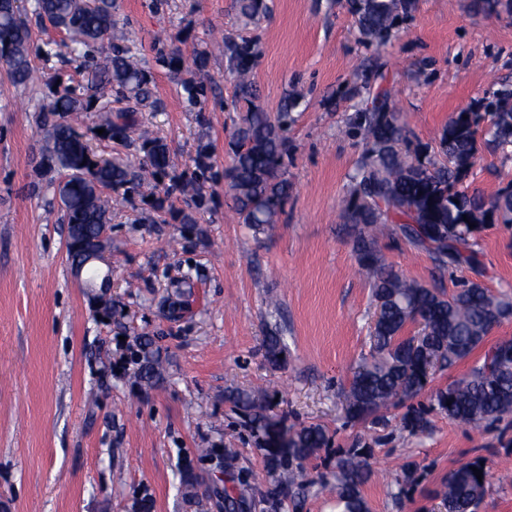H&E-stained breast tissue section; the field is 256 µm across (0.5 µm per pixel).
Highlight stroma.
Segmentation results:
<instances>
[{
  "mask_svg": "<svg viewBox=\"0 0 512 512\" xmlns=\"http://www.w3.org/2000/svg\"><path fill=\"white\" fill-rule=\"evenodd\" d=\"M269 13L242 29L235 0H116L111 41L137 46L163 106L139 113V130L163 139L178 174L193 176L199 140L221 170L238 114L235 78L224 57L208 76L217 87L205 111H191L180 79L156 66L161 42L191 55L215 37L246 32L257 44V104L276 113L286 93L301 102L288 129V200L277 224L254 233L239 223L223 181L204 180L208 198L195 221H148L140 192L112 197L108 243L111 316L92 309L66 252L67 226L47 179L37 173L42 140L35 109L57 60L35 58L25 85L0 65V512H224V473L203 448H234L252 489L270 477L228 387L268 389L285 426L327 428L331 447L307 465L333 476L339 452H372L362 487L369 512H445L433 492L448 471L483 459L488 491L479 512H512V417L494 427L459 424L433 409L437 389L469 362L434 374L411 406L428 430L406 428L405 408L388 427L350 422L343 407L367 352L374 301L342 215L349 176L362 151L345 133L355 104L346 89L377 60L408 122V136L436 156L449 116L478 102L496 82H512V15L477 11L474 0H418L381 49L358 41L345 0H267ZM463 187L490 199L512 185V152L482 148ZM480 263L439 271L402 239L384 242L386 264L408 279L453 292L459 281L512 295V226L492 221L475 234ZM191 277L187 311L168 319L164 302ZM284 327L285 360L271 367L266 327ZM150 337L166 360L162 382L134 376L129 355ZM417 465L402 502L391 496L404 456ZM200 478L194 490L185 467Z\"/></svg>",
  "mask_w": 512,
  "mask_h": 512,
  "instance_id": "35a3bbf8",
  "label": "stroma"
}]
</instances>
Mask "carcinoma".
Masks as SVG:
<instances>
[{"label":"carcinoma","instance_id":"1","mask_svg":"<svg viewBox=\"0 0 512 512\" xmlns=\"http://www.w3.org/2000/svg\"><path fill=\"white\" fill-rule=\"evenodd\" d=\"M417 0H347L358 29L359 43L377 49L398 34L401 16L416 8ZM0 0V63L12 81L26 84L33 71L31 19L49 23L64 34L62 45L83 81L60 69L48 81L49 93L38 104L37 124L44 135L38 174L51 176L60 202L62 220L71 226L111 223L109 192L131 193L141 177L132 167L93 152L86 135L69 121L77 112L98 114L101 138L125 143L138 125L142 108L160 111L153 77L140 65L137 48L112 46V55L99 59L97 45L115 25L116 0ZM488 14H512V0H478ZM243 25H256L266 13L265 0H237ZM224 53L227 69L235 76V100L247 106L245 115L230 136L231 164L224 169V184L236 214L248 228L260 232L277 223L288 195L285 133L294 123L292 112L300 104L295 93L286 94L276 120H271L255 100L258 89L252 79L256 62L255 41L242 35L225 36L220 43L193 50L195 77L183 81L189 103L203 111L213 82L205 78L213 51ZM155 62L170 72L183 69L182 54L165 46L155 48ZM372 70L353 85L351 93L361 98L346 118L349 136L363 141L364 148L350 176L344 212L351 224L354 251L372 286L376 309L370 327V344L354 373L346 401L349 421L389 425L385 412L420 394L437 370L451 369L479 348L488 332L512 317V297L495 295L475 282L447 294L411 281L384 262L383 240L398 234L414 249L427 252L441 269L474 266L478 251L476 229L487 212L512 224V187L501 190L490 208L461 188L462 179L478 159L480 122L490 118V143L502 151L512 147V86L503 84L489 93L480 107L484 113L462 110L451 116L439 134V154L444 161H422L411 155L407 123L396 103V94L382 86L372 87ZM149 175L162 187L164 196L151 200L156 213L174 193L190 197L195 207L208 199L201 183L175 173V162L166 145L157 138H142ZM410 322L421 325L416 336H405ZM267 361L276 366L285 345L276 327L264 338ZM512 340L486 350L479 361L459 379L436 391L437 409L463 425L501 420L512 414ZM134 360L139 372L160 381L165 368L148 344H137ZM224 400L243 417V426L254 439L272 478L270 487L255 501L242 472L236 469L238 452L225 448L224 512H240L262 505V512H281L284 503L299 497L306 484V464L331 437L320 424L285 428L282 419L269 413L265 394L230 387ZM482 471L477 479L474 469ZM414 465L402 466L404 479H395L392 496H405V484L413 481ZM370 475L369 455L351 448L336 459V499L340 512H369L362 487ZM487 492V471L480 460L468 461L446 475L437 495L446 512H474Z\"/></svg>","mask_w":512,"mask_h":512}]
</instances>
